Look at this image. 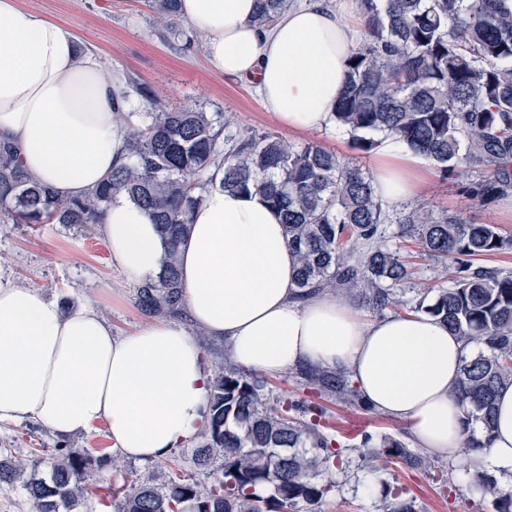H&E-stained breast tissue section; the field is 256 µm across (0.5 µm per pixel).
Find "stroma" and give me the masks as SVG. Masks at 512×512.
<instances>
[{"instance_id": "stroma-1", "label": "stroma", "mask_w": 512, "mask_h": 512, "mask_svg": "<svg viewBox=\"0 0 512 512\" xmlns=\"http://www.w3.org/2000/svg\"><path fill=\"white\" fill-rule=\"evenodd\" d=\"M21 7L68 27L82 48L97 52L106 67L123 70L127 85L148 87L167 109L187 105L199 110L223 113L234 130L269 134L300 148L313 144L335 153L346 163L373 171L376 153L353 148L348 133L306 131L291 133L266 112L253 90L238 81L212 71L202 49L204 38L183 19L174 24L161 22L142 0H19ZM490 166H462L453 178L440 174L437 162H429L425 181L416 193L396 205L386 206L387 233L392 246L417 253L411 277L416 288L447 285L452 269L443 260L419 256L420 246L410 237L399 236L403 213L419 209L431 217L450 215L465 223L494 224L501 234L512 238V184L494 198L476 197L473 186L493 178ZM0 273L18 284L40 289L45 295L67 302H87L111 321L116 333L129 332L145 320L135 303V287L126 282L113 266L100 230L82 232L60 224H7L0 222ZM262 394L268 405L279 406L289 400H315L313 390L305 386L296 371L265 379ZM325 406L332 424L330 430L346 454L343 465L334 470V478L320 476V483H334V490L321 506L322 512H386L390 505L386 485L408 489L415 500L416 512H494L490 498L474 488V477L465 475L460 465L448 459L426 456L424 463L390 464L380 471L379 482H372L359 454L364 435H386L413 447L408 427L402 421L381 413L368 412L355 398L333 399ZM0 448L10 449L13 457L26 460L32 450H40L45 461L40 477H48L46 464L55 449L84 456L108 452L112 441L105 424L88 434L68 439L56 438L50 430L25 423H0ZM191 447L174 450L171 455L151 464L117 459L119 475L103 470L87 478L86 512H115L113 484L131 488L148 476L167 478L178 474L200 485H209L208 471L193 466ZM447 473L449 484L433 481L437 472Z\"/></svg>"}]
</instances>
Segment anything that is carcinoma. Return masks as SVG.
Returning a JSON list of instances; mask_svg holds the SVG:
<instances>
[{"mask_svg": "<svg viewBox=\"0 0 512 512\" xmlns=\"http://www.w3.org/2000/svg\"><path fill=\"white\" fill-rule=\"evenodd\" d=\"M161 18L176 17L178 0H146ZM288 0H258L254 22L271 23ZM362 45L349 58L336 121L353 147L370 153L371 137L385 132L441 164L444 178L468 164L497 170L512 165V0H359ZM145 120L125 130L130 162L84 197L63 200L25 168L20 153L0 140V214L14 224H66L90 231L102 223L113 193L121 191L150 217L167 251L159 275L136 289L148 315H183L177 251L186 237L210 172L224 170L220 187L261 192L278 209L288 245L299 257V296L316 291H358L382 311L406 306L397 289L411 276L399 249L384 240L386 214L369 174L336 154L308 145L295 150L269 136L232 132L229 123L193 106L168 111L146 87L133 86ZM401 233L416 237L429 256L454 266L451 285L413 309L441 319L465 345L457 392L467 422L481 424L465 453L490 447L495 398L512 383V272L475 264L479 256L512 249V238L493 224L430 220L413 211ZM305 385L324 397L355 395L346 375L309 369ZM264 382L227 362L215 371L203 443L193 464L213 470L210 485L170 479L146 481L125 493L117 512H321L331 485L316 471L340 464L343 448L324 431L326 407L290 401L269 407ZM378 454L390 463L413 462L404 445L384 436ZM106 453L76 460L58 455L49 479L26 462L0 456V483H22L34 512H78L89 470L109 467ZM259 485L267 495L255 493ZM495 512H512V494L479 476Z\"/></svg>", "mask_w": 512, "mask_h": 512, "instance_id": "cac0c4a2", "label": "carcinoma"}]
</instances>
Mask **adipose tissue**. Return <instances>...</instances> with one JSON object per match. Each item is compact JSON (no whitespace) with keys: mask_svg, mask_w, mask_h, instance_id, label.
I'll return each mask as SVG.
<instances>
[{"mask_svg":"<svg viewBox=\"0 0 512 512\" xmlns=\"http://www.w3.org/2000/svg\"><path fill=\"white\" fill-rule=\"evenodd\" d=\"M179 11L204 33L210 68L249 79L280 124L335 127L361 37L356 0H301L268 27L252 22L257 0H180ZM125 90L124 73L105 72L71 30L18 0H0V137L59 197L86 195L125 163ZM423 165L422 155L382 137L378 198L407 199ZM191 221L179 246L182 325L152 318L118 336L91 305L67 307L0 275V422H33L64 438L102 421L122 458L162 460L206 423L212 378L199 330L247 372L344 371L372 410L408 425L417 447L512 473V384L498 394L490 449L462 456L469 428L456 386L465 350L439 319L366 321L333 292L299 297L281 216L255 192L213 186ZM101 231L128 282L157 275L162 239L124 193L113 195Z\"/></svg>","mask_w":512,"mask_h":512,"instance_id":"adipose-tissue-1","label":"adipose tissue"}]
</instances>
